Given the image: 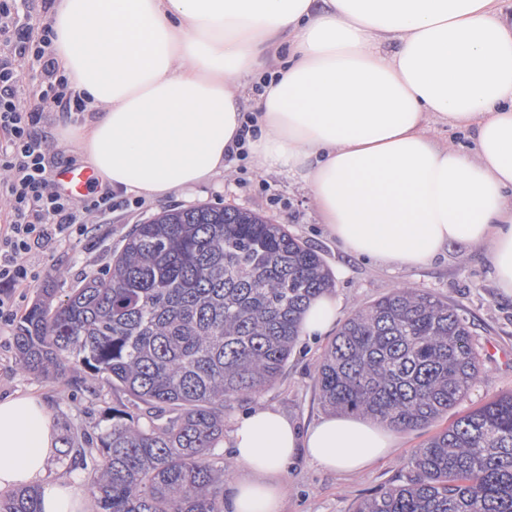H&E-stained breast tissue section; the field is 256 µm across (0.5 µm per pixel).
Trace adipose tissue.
Instances as JSON below:
<instances>
[{
	"instance_id": "ef3b65f1",
	"label": "adipose tissue",
	"mask_w": 512,
	"mask_h": 512,
	"mask_svg": "<svg viewBox=\"0 0 512 512\" xmlns=\"http://www.w3.org/2000/svg\"><path fill=\"white\" fill-rule=\"evenodd\" d=\"M52 53L89 111L66 142L113 191L159 200L230 171L245 145L262 172L308 191L345 254L396 267L478 247L512 297V11L505 0H56ZM257 88V134L242 137ZM464 135L433 139L434 125ZM314 299L302 333H329ZM396 432L330 414L300 429L257 408L232 435L226 512H281L283 469L305 453L358 473ZM57 429L33 395L0 398V491L35 485L42 512H85L47 481Z\"/></svg>"
}]
</instances>
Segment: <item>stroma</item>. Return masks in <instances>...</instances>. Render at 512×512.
<instances>
[{"mask_svg": "<svg viewBox=\"0 0 512 512\" xmlns=\"http://www.w3.org/2000/svg\"><path fill=\"white\" fill-rule=\"evenodd\" d=\"M203 204L249 209L286 225L325 260L335 281L334 293L341 302V316L372 303L396 286L407 285L431 292L456 306L468 321L472 342L480 353V373L463 404L428 427L400 432L393 454L363 473L345 477L318 467L305 455H297L284 473L283 512H352L357 501L403 483L408 456L434 433L448 427L467 409L512 393V300L500 295L494 271L479 250L454 245L431 264L403 269L347 256L319 223L312 201L300 183L285 173H261L251 160H238L231 179L219 178L187 193L114 212L98 219L91 233L35 252L30 263L40 274L38 285L12 289L5 297L13 317L0 320V396L32 394L46 403L60 438H72L74 444L68 451H57L48 459L45 477L74 487L83 496L87 512H99L89 491L95 473L83 466L80 452L91 438L110 426V411H129L133 404L120 387L104 378L93 382L77 381L70 375L36 378L18 370V321L38 298L41 287L55 288L54 298L59 301L86 272L105 268L134 225L167 209ZM329 343L326 337L300 338L277 382L256 400L237 404L225 413V430H232L237 420L259 404L277 409L302 427L327 414L315 382V370Z\"/></svg>", "mask_w": 512, "mask_h": 512, "instance_id": "stroma-1", "label": "stroma"}]
</instances>
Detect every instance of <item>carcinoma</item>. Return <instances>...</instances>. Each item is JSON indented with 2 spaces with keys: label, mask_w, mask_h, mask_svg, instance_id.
<instances>
[{
  "label": "carcinoma",
  "mask_w": 512,
  "mask_h": 512,
  "mask_svg": "<svg viewBox=\"0 0 512 512\" xmlns=\"http://www.w3.org/2000/svg\"><path fill=\"white\" fill-rule=\"evenodd\" d=\"M334 280L284 224L234 206L163 211L135 225L103 271L54 289L25 312L18 368L62 376L74 360L144 406L149 424L112 416L89 454L100 512H224L211 463L224 413L275 382L308 304ZM480 354L458 311L400 286L341 325L315 374L323 402L401 431L463 403ZM408 476L353 512H512V394L468 411L410 455ZM0 512H41L38 493L0 497Z\"/></svg>",
  "instance_id": "carcinoma-1"
}]
</instances>
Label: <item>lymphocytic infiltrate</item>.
<instances>
[{
  "instance_id": "f902f5d3",
  "label": "lymphocytic infiltrate",
  "mask_w": 512,
  "mask_h": 512,
  "mask_svg": "<svg viewBox=\"0 0 512 512\" xmlns=\"http://www.w3.org/2000/svg\"><path fill=\"white\" fill-rule=\"evenodd\" d=\"M32 24L15 21L0 0V43L14 45L26 58L34 84L25 90L11 62L0 60V196L9 201L7 223L0 224V288H18L36 279L27 257L88 229L90 217H104L130 208V199L110 188H92L83 198L60 190L52 169L60 157L43 127L45 107L55 104L67 114L84 112L78 96H68L67 81L59 75L52 54V29L43 25L33 37Z\"/></svg>"
}]
</instances>
